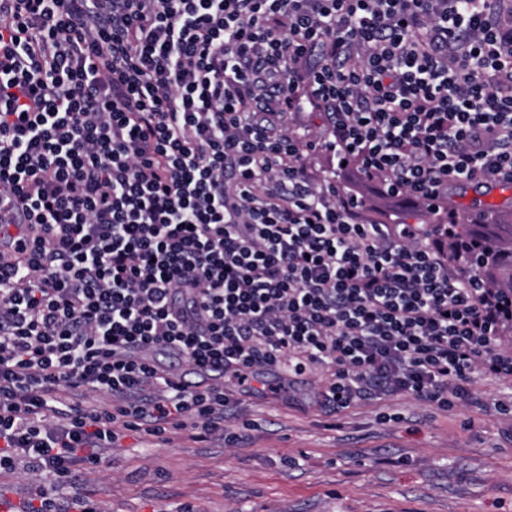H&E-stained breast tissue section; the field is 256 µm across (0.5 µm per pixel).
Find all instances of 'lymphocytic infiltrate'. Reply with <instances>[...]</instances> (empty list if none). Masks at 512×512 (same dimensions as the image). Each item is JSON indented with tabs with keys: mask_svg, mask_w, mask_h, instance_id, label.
<instances>
[{
	"mask_svg": "<svg viewBox=\"0 0 512 512\" xmlns=\"http://www.w3.org/2000/svg\"><path fill=\"white\" fill-rule=\"evenodd\" d=\"M500 3L0 0V180L29 220L0 250V475L30 482L10 512H98L45 483L132 431L240 447L226 416L258 369L325 373L335 412L512 380V291L453 273L419 225L366 223L307 164L327 145L429 209L512 183ZM307 106L330 141L284 128Z\"/></svg>",
	"mask_w": 512,
	"mask_h": 512,
	"instance_id": "1",
	"label": "lymphocytic infiltrate"
}]
</instances>
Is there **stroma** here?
<instances>
[{
	"mask_svg": "<svg viewBox=\"0 0 512 512\" xmlns=\"http://www.w3.org/2000/svg\"><path fill=\"white\" fill-rule=\"evenodd\" d=\"M323 178L362 197L386 224L412 223L407 198L339 168L322 148L308 158ZM320 376L256 372L237 412L253 424L247 444L198 442L180 431L160 442L127 433L111 462L55 486L57 498L81 492L101 512H512V413L488 402H512V382L473 378L474 403L438 411L411 397L355 405L335 414L317 402ZM280 385L267 397L264 385ZM398 420L382 422L385 409Z\"/></svg>",
	"mask_w": 512,
	"mask_h": 512,
	"instance_id": "obj_1",
	"label": "stroma"
}]
</instances>
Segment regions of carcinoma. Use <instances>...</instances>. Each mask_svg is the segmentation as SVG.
<instances>
[{
	"label": "carcinoma",
	"instance_id": "carcinoma-1",
	"mask_svg": "<svg viewBox=\"0 0 512 512\" xmlns=\"http://www.w3.org/2000/svg\"><path fill=\"white\" fill-rule=\"evenodd\" d=\"M447 258L490 288L512 290V224L450 225Z\"/></svg>",
	"mask_w": 512,
	"mask_h": 512
}]
</instances>
